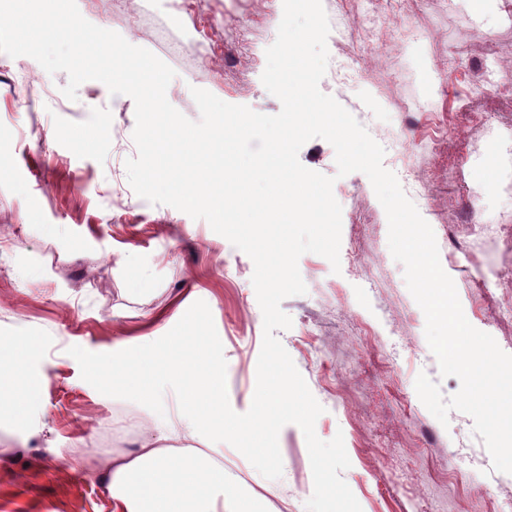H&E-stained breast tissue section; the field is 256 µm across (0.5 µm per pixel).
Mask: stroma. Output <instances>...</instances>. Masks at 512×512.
Instances as JSON below:
<instances>
[{"label": "stroma", "instance_id": "1", "mask_svg": "<svg viewBox=\"0 0 512 512\" xmlns=\"http://www.w3.org/2000/svg\"><path fill=\"white\" fill-rule=\"evenodd\" d=\"M89 22L119 33L171 66V105L191 120L192 88L224 102L277 114L264 87L265 51L276 39L282 0H76ZM331 15L329 58L371 78L349 85L323 77L320 89L358 116L377 142L400 133L426 197L416 207L432 227L444 271L466 319L512 354V318L477 296L479 271L448 263L451 214L478 192L489 217L512 216V158L504 156L485 112L512 127V105L478 93L471 66L485 47L512 88V7L506 0H355L352 18ZM28 56L0 53V336L34 345L40 386L18 429L0 402V512H112L95 465L134 451L140 425L157 407L113 399L93 363L117 359L119 340L186 327L224 345L227 392L246 412L256 387L263 315L251 258L207 221L135 194L125 167L135 157V105L98 81L76 100ZM437 103L439 114L426 112ZM437 139L436 152L421 141ZM310 170L334 177L342 207L339 269L317 254L300 257L307 292L283 300L290 329L277 336L324 412V441L342 435L350 466L342 474L362 512H512V474L492 471L472 418L441 424L422 404L426 374L444 397L460 388L441 376L425 337V316L388 245V221L368 177L338 176L335 150L314 138L299 151ZM111 428L112 445H101ZM280 478L268 479L224 442V474L260 496L266 512H306L313 476L302 430L278 438Z\"/></svg>", "mask_w": 512, "mask_h": 512}]
</instances>
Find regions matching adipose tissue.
<instances>
[{"instance_id":"adipose-tissue-1","label":"adipose tissue","mask_w":512,"mask_h":512,"mask_svg":"<svg viewBox=\"0 0 512 512\" xmlns=\"http://www.w3.org/2000/svg\"><path fill=\"white\" fill-rule=\"evenodd\" d=\"M8 354L0 359V398L8 399L16 419H23L36 391L30 373L34 348L0 337ZM118 361L97 367L112 397L149 402L163 378L181 392L176 414L156 415L157 433L143 437L133 452L113 458L101 474L112 495L113 512H262L261 502L224 475V433L239 436L237 450L254 468L277 460L261 419L276 410L306 421L309 408L285 369L274 368L259 385L248 419L224 420L220 395L224 354L220 342L190 335L180 343L149 334L134 346L118 343Z\"/></svg>"}]
</instances>
